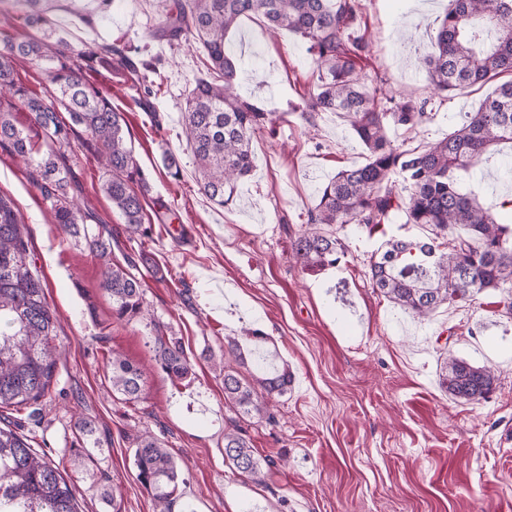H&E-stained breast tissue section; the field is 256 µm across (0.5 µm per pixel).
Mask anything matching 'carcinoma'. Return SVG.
Masks as SVG:
<instances>
[{"label": "carcinoma", "mask_w": 512, "mask_h": 512, "mask_svg": "<svg viewBox=\"0 0 512 512\" xmlns=\"http://www.w3.org/2000/svg\"><path fill=\"white\" fill-rule=\"evenodd\" d=\"M440 20L434 51L423 57L433 93L484 85L502 77L491 95L448 136L426 145L396 142L390 130H413L431 119L427 102L395 100L381 86L369 88L355 59L368 48L357 33L358 0H175L156 31L160 39L185 38L207 56V71L189 90L184 111L187 145L198 165L199 191L213 204L233 203L243 179L254 169L252 138L273 127L278 117L237 92L240 62L226 39L244 18L258 16L271 36L294 33L307 43L316 80L306 108L334 112L349 123L367 153L366 162L339 170L318 193L310 214L313 228L291 244L297 263L308 269L332 267L346 247L336 224L374 228L400 218L431 229L421 241L394 235L369 259L372 288L395 306L425 317L442 305L467 302L492 292L512 295V199L498 208L483 204L470 185L480 164L495 160L512 174V0H451ZM30 27L47 23L41 0H12ZM14 17L0 11V147L32 174L56 223L83 238L93 256L104 260L101 288L112 298L119 319L143 315V289L133 273L135 261H112V245L92 234L87 216L72 204L74 180L61 149L71 147L72 126L85 129L109 176L102 190L133 235L147 236L151 219L144 206L149 180L128 148L122 113L83 75L85 67L116 59L146 95L154 93L147 76L124 52L108 44L75 49L63 41L36 36L11 37L4 26ZM20 60L53 62L49 73L56 98L30 94L14 76ZM30 113V125L14 123L12 112ZM69 113L71 123L59 117ZM465 234H454L456 229ZM47 285L29 261L26 224L14 201L0 195V408L19 411L52 400L57 364L55 311ZM155 358L173 380L192 374L178 336L154 338ZM254 350L227 342L218 367L224 373V403L243 417L262 419L268 400L291 385L288 368L257 369L244 375ZM145 372L112 357V390L132 401L140 397ZM486 366L450 356L440 385L457 401H479L496 388ZM225 460L238 472L256 477L269 460L254 455L250 442L234 428L224 431ZM137 481L155 501L156 512H171L179 470L163 443L142 438L134 451ZM0 512H79L72 487L59 465L32 447L8 423L0 425Z\"/></svg>", "instance_id": "obj_1"}]
</instances>
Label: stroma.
I'll list each match as a JSON object with an SVG mask.
<instances>
[{"mask_svg": "<svg viewBox=\"0 0 512 512\" xmlns=\"http://www.w3.org/2000/svg\"><path fill=\"white\" fill-rule=\"evenodd\" d=\"M450 0H360L370 51L362 75L384 77L396 97L428 100L433 120L392 137L411 145L443 138L493 84L432 99L419 56L432 51ZM173 0H49L53 39L73 47L109 43L152 64L157 90L150 108L123 73L95 66L86 79L125 116L126 139L147 175L149 204L171 210L149 236L129 235L101 190L105 170L83 127L71 136L74 202L91 228L113 243L117 259L139 265L144 315L119 321L100 287L104 265L56 224L26 168L0 153V194L25 221L31 260L46 281L58 316L51 401L12 413L33 445L59 463L80 512H155L136 481L133 455L142 435L160 439L179 465L175 512H512V318L500 294L441 306L420 318L375 292L368 261L385 236L424 235L399 223L368 231L338 228L346 253L336 266L309 270L291 257L308 227L318 190L338 170L363 164L365 150L341 116L301 115L313 87L306 44L271 38L260 19H243L232 36L244 54L243 97L281 120L253 139L255 168L234 202L220 208L197 190L196 164L181 112L204 72L200 45L172 46L153 30ZM174 153L179 177L163 165ZM182 338L190 378L172 380L156 364V330ZM264 334L257 363L288 366L287 393L271 398L270 419H240L224 403L223 377L208 359L246 330ZM121 356L142 367L144 390L129 402L114 393L110 364ZM454 356L492 368L486 400L462 403L441 388ZM97 448L74 465L80 421ZM240 428L257 457L271 460L260 480L240 477L224 461V432ZM119 490L116 504L102 496Z\"/></svg>", "mask_w": 512, "mask_h": 512, "instance_id": "stroma-1", "label": "stroma"}]
</instances>
